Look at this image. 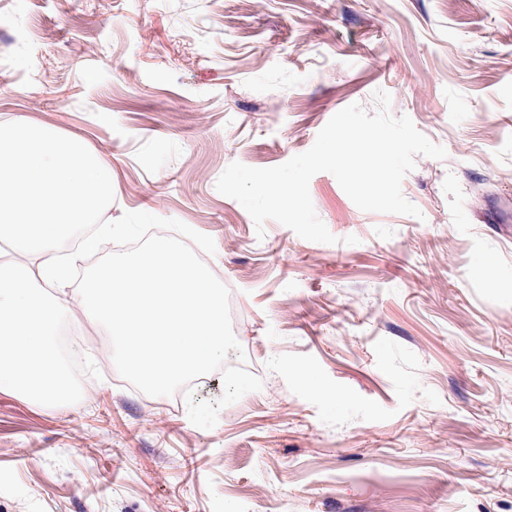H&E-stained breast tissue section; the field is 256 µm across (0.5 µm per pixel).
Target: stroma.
<instances>
[{
  "mask_svg": "<svg viewBox=\"0 0 512 512\" xmlns=\"http://www.w3.org/2000/svg\"><path fill=\"white\" fill-rule=\"evenodd\" d=\"M0 120L112 163V217L211 236L260 390L216 425L99 377L60 408L0 391V512H512V0H0ZM391 97L446 157L420 217L313 176L333 244L256 228L216 181Z\"/></svg>",
  "mask_w": 512,
  "mask_h": 512,
  "instance_id": "35a3bbf8",
  "label": "stroma"
}]
</instances>
